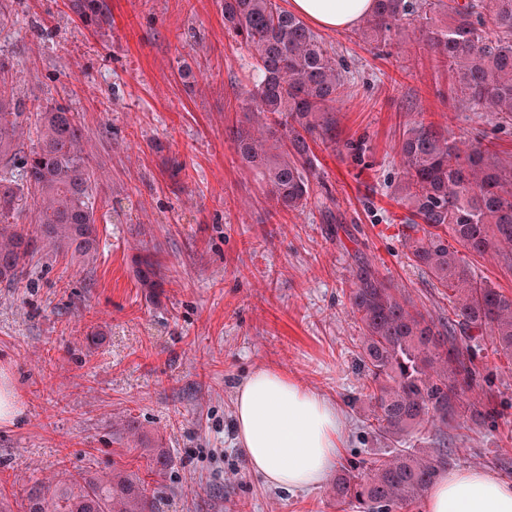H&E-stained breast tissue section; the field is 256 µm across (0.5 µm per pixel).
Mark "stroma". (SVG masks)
Returning <instances> with one entry per match:
<instances>
[{"mask_svg": "<svg viewBox=\"0 0 512 512\" xmlns=\"http://www.w3.org/2000/svg\"><path fill=\"white\" fill-rule=\"evenodd\" d=\"M104 3L86 22L71 0H0L15 95L30 110L69 105L83 129L100 238L92 263L41 252L22 281L0 284V376L23 411L0 425V512H22L32 487L60 472L116 462L157 512H352L330 485L276 490L248 469L232 431L235 389L254 368L278 370L339 407L340 466L386 457L349 301L357 257L432 319L450 307L405 243L407 211L392 195L399 139L423 120L512 156V117L451 94L447 68L414 36L323 32L346 66L341 146L315 145L311 197L286 212L224 134L244 118L250 81L224 0ZM349 139L363 141L360 154L343 148ZM146 256L161 283L153 294L137 278ZM476 363L501 415L449 423L451 465L512 481V360L483 350Z\"/></svg>", "mask_w": 512, "mask_h": 512, "instance_id": "stroma-1", "label": "stroma"}]
</instances>
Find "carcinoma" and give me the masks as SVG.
Segmentation results:
<instances>
[{"mask_svg":"<svg viewBox=\"0 0 512 512\" xmlns=\"http://www.w3.org/2000/svg\"><path fill=\"white\" fill-rule=\"evenodd\" d=\"M90 18L100 0H72ZM224 28L241 38L254 74L244 92V120L228 128L244 167L261 177L266 196L284 211L304 208L315 170L313 144L336 146V103L344 64L323 39L277 0H224ZM410 30L448 65L454 88L475 110L512 116V0H375L357 34L385 40ZM0 58V283L11 286L39 252L94 260L99 233L92 171L83 131L69 106L55 103L30 120L7 90ZM31 134L36 146L25 150ZM401 174L394 195L407 208L406 245L414 264L449 295L448 318L434 321L401 289L358 260L349 299L361 324L360 358L371 378L367 400L378 437L398 444L388 457L362 461L336 475V501L360 512H406L448 464V421L481 373L476 351L512 357V294L479 275L451 247L490 256L512 270V161L476 138L460 147L447 132L422 121L403 132ZM41 206L35 231L14 218L28 193ZM140 286L159 287L145 259ZM471 345L462 347L459 335ZM479 424L500 416L490 402L467 403ZM432 448H408L422 432ZM23 512H155L137 474L114 463L104 477L63 473L29 493Z\"/></svg>","mask_w":512,"mask_h":512,"instance_id":"obj_1","label":"carcinoma"}]
</instances>
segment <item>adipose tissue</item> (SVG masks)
<instances>
[{
    "instance_id": "adipose-tissue-1",
    "label": "adipose tissue",
    "mask_w": 512,
    "mask_h": 512,
    "mask_svg": "<svg viewBox=\"0 0 512 512\" xmlns=\"http://www.w3.org/2000/svg\"><path fill=\"white\" fill-rule=\"evenodd\" d=\"M374 6V0H289L291 12L331 31L357 24ZM233 430L248 468L286 491L320 486L346 439L335 404L267 368L237 386ZM422 512H512V482L478 468L444 470L425 493Z\"/></svg>"
}]
</instances>
